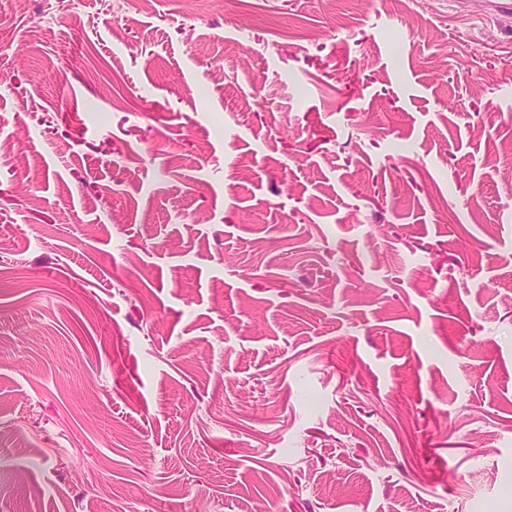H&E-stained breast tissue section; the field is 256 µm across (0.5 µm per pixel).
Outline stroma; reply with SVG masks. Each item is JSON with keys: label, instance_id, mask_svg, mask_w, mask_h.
Returning a JSON list of instances; mask_svg holds the SVG:
<instances>
[{"label": "stroma", "instance_id": "35a3bbf8", "mask_svg": "<svg viewBox=\"0 0 512 512\" xmlns=\"http://www.w3.org/2000/svg\"><path fill=\"white\" fill-rule=\"evenodd\" d=\"M0 0V512H512V16Z\"/></svg>", "mask_w": 512, "mask_h": 512}]
</instances>
